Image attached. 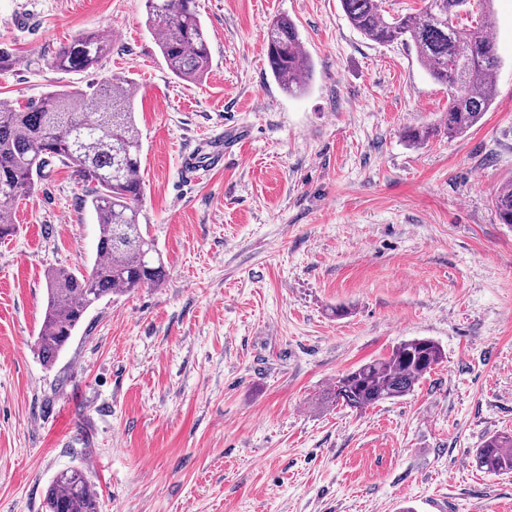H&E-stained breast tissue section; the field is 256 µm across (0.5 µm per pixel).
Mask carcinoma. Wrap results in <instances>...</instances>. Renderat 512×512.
<instances>
[{"instance_id": "cac0c4a2", "label": "carcinoma", "mask_w": 512, "mask_h": 512, "mask_svg": "<svg viewBox=\"0 0 512 512\" xmlns=\"http://www.w3.org/2000/svg\"><path fill=\"white\" fill-rule=\"evenodd\" d=\"M491 2L422 0L421 8L398 15L386 10V0H341V6L365 38L379 44H412L432 79L448 88V112L441 123L446 134L455 137L478 124L496 98L501 60L490 37ZM146 11L171 72L189 83L201 80L209 69L210 51L195 0H146ZM472 14L477 24L460 25L462 16ZM265 44L268 66L282 90L290 96L303 94L313 64L295 24L287 18L273 20ZM110 50L111 43L80 34L61 47L49 65L82 71ZM133 100L130 81L114 77L84 88L71 85L38 102L0 98V239L15 231L14 204L32 195L34 177L54 162L74 169L87 183L99 224L93 266L47 276V306L38 335L47 366L55 363L91 307L154 286L165 277L155 241L139 221L141 139ZM493 207L499 223L512 226V182L499 186ZM444 357L430 339L403 340L390 354L336 378L327 399L363 411L406 396ZM474 461L486 472L512 473V434L489 437L475 449ZM44 504L45 512H102L90 481L77 468L53 479Z\"/></svg>"}]
</instances>
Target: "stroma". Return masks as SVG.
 <instances>
[{
  "label": "stroma",
  "mask_w": 512,
  "mask_h": 512,
  "mask_svg": "<svg viewBox=\"0 0 512 512\" xmlns=\"http://www.w3.org/2000/svg\"><path fill=\"white\" fill-rule=\"evenodd\" d=\"M211 67L175 77L145 0H0V98L133 82L140 221L160 285L92 309L52 366L37 338L48 271L96 258L72 169L48 167L0 240V512H43L62 470L103 512H512V474L472 463L512 432V0H494L497 97L464 135L414 145L448 91L411 45L372 42L340 0H196ZM297 26L314 74L284 93L269 23ZM111 33L80 72L47 61ZM203 167L184 176L188 159ZM424 337L443 362L357 413L336 376ZM493 207L499 223L512 226V182H506L497 189Z\"/></svg>",
  "instance_id": "35a3bbf8"
}]
</instances>
